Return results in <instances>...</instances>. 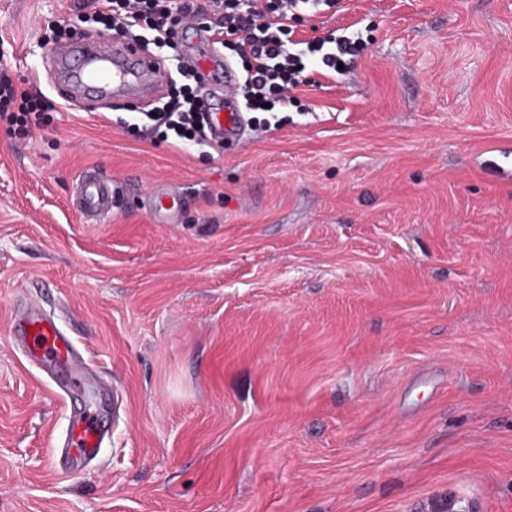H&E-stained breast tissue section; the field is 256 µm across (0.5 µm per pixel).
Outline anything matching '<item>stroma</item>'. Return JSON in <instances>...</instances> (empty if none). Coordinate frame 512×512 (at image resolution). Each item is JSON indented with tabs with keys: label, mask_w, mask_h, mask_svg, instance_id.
I'll list each match as a JSON object with an SVG mask.
<instances>
[{
	"label": "stroma",
	"mask_w": 512,
	"mask_h": 512,
	"mask_svg": "<svg viewBox=\"0 0 512 512\" xmlns=\"http://www.w3.org/2000/svg\"><path fill=\"white\" fill-rule=\"evenodd\" d=\"M72 5L0 0V71L28 87ZM356 23L346 76L221 149L46 80V125H0V512H512V0H344L294 37ZM94 168L130 187L107 224L70 207ZM18 303L88 366L107 436L77 472ZM182 199L174 193H155L151 196L150 211L160 224H176L179 221Z\"/></svg>",
	"instance_id": "35a3bbf8"
}]
</instances>
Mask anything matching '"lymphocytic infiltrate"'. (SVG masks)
I'll list each match as a JSON object with an SVG mask.
<instances>
[{
  "instance_id": "lymphocytic-infiltrate-1",
  "label": "lymphocytic infiltrate",
  "mask_w": 512,
  "mask_h": 512,
  "mask_svg": "<svg viewBox=\"0 0 512 512\" xmlns=\"http://www.w3.org/2000/svg\"><path fill=\"white\" fill-rule=\"evenodd\" d=\"M336 0H78L75 9L82 23L99 24L104 34L126 38L156 51L169 52L173 78L167 101L154 112L142 113L146 134L171 133L180 141L205 142L201 125V96L191 84L196 72L177 57L178 30L184 20H210L222 45L237 57L245 72L244 107L260 110L262 104H287L291 92L305 77L310 57L329 71L350 64L367 48L361 29L347 27L299 45L293 40L292 22L312 15L320 6L334 7ZM54 103L37 88L24 89L0 77V124L25 133L42 125Z\"/></svg>"
}]
</instances>
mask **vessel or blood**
I'll list each match as a JSON object with an SVG mask.
<instances>
[{"label": "vessel or blood", "mask_w": 512, "mask_h": 512, "mask_svg": "<svg viewBox=\"0 0 512 512\" xmlns=\"http://www.w3.org/2000/svg\"><path fill=\"white\" fill-rule=\"evenodd\" d=\"M195 36L197 42L190 49L193 65L201 72L205 84L224 92L223 102L205 103L211 132L219 141L240 140L245 121L235 102L239 76L211 34L199 29ZM51 60L56 79L70 88L66 102L71 106L144 102L156 95L165 80V64L155 53L119 39L79 38L57 47ZM124 192L123 181L93 169L78 178L71 205L84 223H107L117 217ZM181 204L177 194L156 193L151 197L150 211L158 223L175 224ZM11 329L21 339L33 364L67 372L76 383L85 379L87 365L76 354L72 340L41 309L23 303L14 306ZM104 440L97 415L91 411L80 413L69 425L60 453L61 468L69 472L80 469L99 455Z\"/></svg>", "instance_id": "vessel-or-blood-1"}]
</instances>
